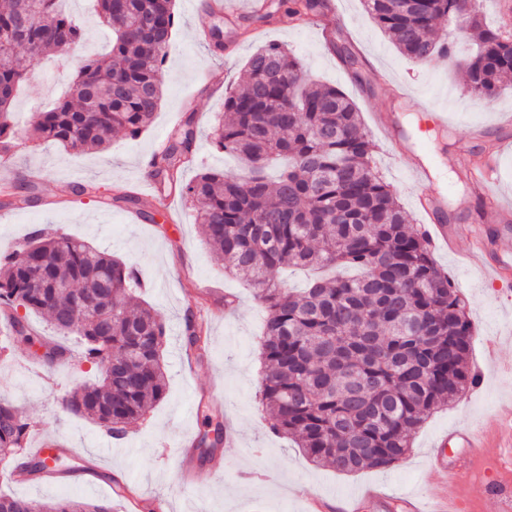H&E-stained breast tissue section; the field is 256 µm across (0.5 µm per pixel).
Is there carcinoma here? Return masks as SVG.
<instances>
[{
  "label": "carcinoma",
  "instance_id": "cac0c4a2",
  "mask_svg": "<svg viewBox=\"0 0 512 512\" xmlns=\"http://www.w3.org/2000/svg\"><path fill=\"white\" fill-rule=\"evenodd\" d=\"M58 0H5L0 5V141L17 135L12 104L26 82L23 47L31 60L65 55L84 39ZM112 31V48L85 62L67 99L40 113L37 138L64 147L102 148L116 128L146 126L162 95L171 53L174 0H96ZM368 13L398 51L423 63L449 51L436 20L451 35L473 32L477 50L467 64L469 94L494 101L512 79V47L497 28L479 21L476 0H364ZM326 0H270L259 15L318 20ZM331 49L356 82L365 62L346 46ZM196 140L188 115L151 165L159 182L196 209L208 244L224 270L253 282L267 309L262 341L261 404L270 429L291 437L316 463L340 472L385 471L409 451L426 416L475 382L467 366L472 323L465 302L434 263L425 233L373 166L369 135L355 103L340 89L315 83L301 58L269 43L256 50L245 77L224 92V116L211 141L239 155L244 176L206 170L182 181ZM285 165L276 180L267 166ZM286 266L351 267L352 278H316L303 292L281 288ZM112 296L87 303L101 283ZM136 267L63 234L38 231L28 245L0 253V307L11 312L5 332L36 340L41 361L66 359L60 344L32 336L25 313L46 317L59 332H77L84 357L101 379L62 398L63 409L92 419L111 435L162 399L160 361L165 326L149 307L131 305ZM203 325L187 326L186 350L203 356ZM30 422L0 399V463L27 444ZM0 512H111L79 497L53 505L0 495Z\"/></svg>",
  "mask_w": 512,
  "mask_h": 512
}]
</instances>
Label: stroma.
Listing matches in <instances>:
<instances>
[{
  "label": "stroma",
  "mask_w": 512,
  "mask_h": 512,
  "mask_svg": "<svg viewBox=\"0 0 512 512\" xmlns=\"http://www.w3.org/2000/svg\"><path fill=\"white\" fill-rule=\"evenodd\" d=\"M335 2L341 31L366 62L368 85L353 82L316 23L292 25L284 18L263 23L251 0H232L238 17L230 24L212 10L192 11L187 0H177L173 50L163 67L162 98L153 119L136 135L116 132L105 148L83 150L28 138L39 112L65 96L79 67L109 48L111 33L92 0H63V9L80 21L86 36L67 63L50 57L32 61L29 79L13 104L19 136L10 152L0 155V183L28 181L30 202L0 206V250L21 248L33 230L42 228L84 240L136 266L142 283L136 299L152 307L166 326L161 362L167 389L142 419L128 426L125 439L112 440L104 427L59 407L73 382L97 375L84 359L79 336L62 337L70 354L50 369L35 363L36 344L8 340L0 331V398L23 410L31 424L30 444L50 437L65 447L55 461V477L16 484L0 469V493L42 502L77 495L124 512L111 487L118 472L140 495V512H157L162 501L168 512H306L309 494L330 500L368 486L393 495L435 490L456 500L460 512H496L499 495L512 491V473L504 474L493 454L474 466L490 486L485 495L470 493L462 481L434 471L429 463L437 437L461 423L478 422L490 440H497L512 408V278L492 281L481 268L461 264L457 253L468 249L467 240H459L454 253L434 249L433 258L466 303L473 325L469 367L481 372L480 386L426 417L410 451L393 468L346 474L312 462L292 439L270 430L269 416L258 403L265 308L253 287L229 276L214 260L189 200L175 193L165 204L157 202L150 162L186 112L195 114L197 139L184 180L205 169L240 172L238 159L210 142L224 97L201 91L197 79L206 70L220 73L225 82L237 79L256 48L277 42L305 59L314 80L339 88L355 102L373 158L411 215L413 228L421 226L417 192H442L448 196V223L483 225L492 240L512 235V216L481 206L464 173L476 159L497 155L498 173L490 189L512 201V125L501 123L504 115L512 116V83L493 103L481 102L466 91L471 42H456L451 56L423 67L395 48L363 0ZM397 82L406 85V97L393 96ZM377 112L397 124L401 142L380 133L373 122ZM433 112L447 113V129L431 126ZM414 141L425 143L433 167L431 182L419 188L401 160ZM121 189L133 191L134 202L113 203ZM193 316L207 321L206 354L200 359L185 353ZM213 421L234 431L238 446L219 447V474L203 486L186 487V472L210 468L192 443ZM105 445L111 454L99 456Z\"/></svg>",
  "instance_id": "obj_1"
}]
</instances>
